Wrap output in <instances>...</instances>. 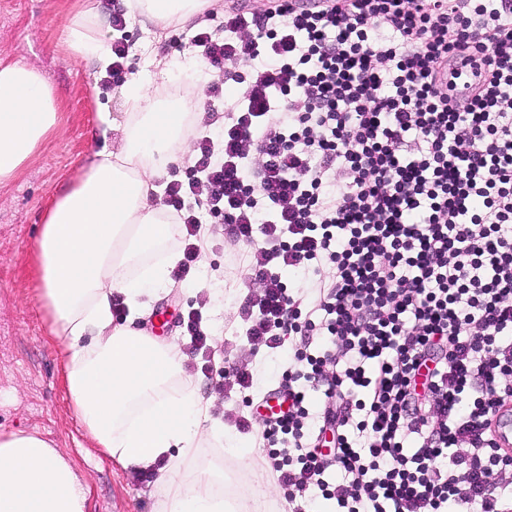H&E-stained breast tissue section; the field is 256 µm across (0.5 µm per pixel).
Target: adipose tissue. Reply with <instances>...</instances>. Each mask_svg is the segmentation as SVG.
Instances as JSON below:
<instances>
[{"mask_svg":"<svg viewBox=\"0 0 512 512\" xmlns=\"http://www.w3.org/2000/svg\"><path fill=\"white\" fill-rule=\"evenodd\" d=\"M213 0H139L163 24L199 16ZM67 52L103 62L98 16L85 10L66 28ZM124 110L99 113L111 150L52 196L36 238L42 300L56 335L68 341L65 379L86 432L114 464L155 468L164 489L158 512H265L270 480L241 487L218 462L200 459L207 440L223 443L238 469L253 451L212 417L179 347L131 321L166 289L181 256L178 226L162 203L169 165L191 152L190 109L202 84L171 95L165 77L135 74L119 88ZM61 123V102L41 69L0 56V184L15 177ZM122 295L130 320L112 321ZM87 490L72 459L37 432L0 434V512H87Z\"/></svg>","mask_w":512,"mask_h":512,"instance_id":"obj_1","label":"adipose tissue"}]
</instances>
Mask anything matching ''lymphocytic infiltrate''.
I'll use <instances>...</instances> for the list:
<instances>
[{"label": "lymphocytic infiltrate", "mask_w": 512, "mask_h": 512, "mask_svg": "<svg viewBox=\"0 0 512 512\" xmlns=\"http://www.w3.org/2000/svg\"><path fill=\"white\" fill-rule=\"evenodd\" d=\"M190 42L240 89L222 131L190 128L167 185L176 274L198 258L200 197L253 246L246 336L305 338L262 433L289 512H512L492 429L512 405V0H266ZM464 52L479 72L461 108Z\"/></svg>", "instance_id": "obj_1"}]
</instances>
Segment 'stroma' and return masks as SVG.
<instances>
[{"instance_id":"obj_1","label":"stroma","mask_w":512,"mask_h":512,"mask_svg":"<svg viewBox=\"0 0 512 512\" xmlns=\"http://www.w3.org/2000/svg\"><path fill=\"white\" fill-rule=\"evenodd\" d=\"M80 9L102 18L108 39L114 36L113 11L125 12L121 36L129 45L124 61L129 74L151 71L152 59L183 56L184 48L172 44L171 36L188 37L198 27L194 21L161 26L136 12L130 0H0V54L38 66L62 104L60 133L14 181L0 186V430L36 429L53 440L83 476L89 512H156L161 488L112 464L77 419L65 380L67 342L55 335L40 299L35 239L45 203L64 183L76 180L98 151L111 146L112 137L102 132L98 113L123 109L114 95L115 83L100 64L63 49L68 19ZM195 212L206 230L195 273L173 280L135 326L158 341L179 346L186 371L212 402V416L231 431L243 410L242 399L232 384H220V376L255 368L262 391L278 389L283 380L273 369L282 352L300 348L301 338L284 336L281 352L256 355L239 316L247 297L259 293L247 278L251 247L237 240L228 225L211 223L204 207ZM196 308L212 334L208 364L191 353L178 324L182 314Z\"/></svg>"}]
</instances>
